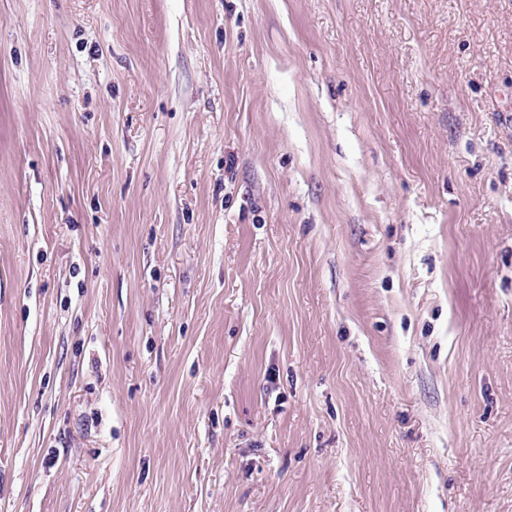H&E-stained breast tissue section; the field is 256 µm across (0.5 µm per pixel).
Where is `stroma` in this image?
Here are the masks:
<instances>
[{
    "label": "stroma",
    "mask_w": 512,
    "mask_h": 512,
    "mask_svg": "<svg viewBox=\"0 0 512 512\" xmlns=\"http://www.w3.org/2000/svg\"><path fill=\"white\" fill-rule=\"evenodd\" d=\"M512 0H0V512H512Z\"/></svg>",
    "instance_id": "1"
}]
</instances>
